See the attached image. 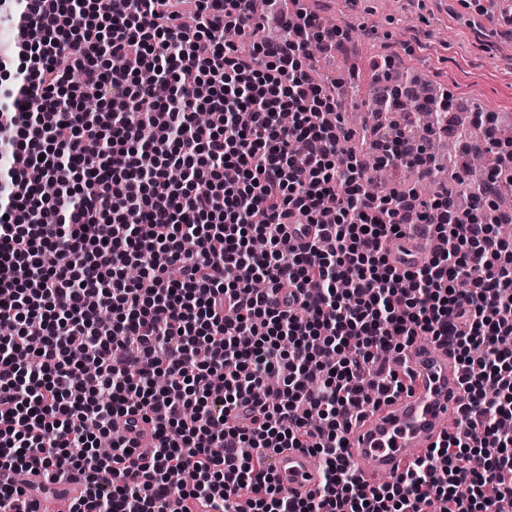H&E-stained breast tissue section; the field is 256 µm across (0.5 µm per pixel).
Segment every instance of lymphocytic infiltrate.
Returning a JSON list of instances; mask_svg holds the SVG:
<instances>
[{
  "mask_svg": "<svg viewBox=\"0 0 512 512\" xmlns=\"http://www.w3.org/2000/svg\"><path fill=\"white\" fill-rule=\"evenodd\" d=\"M9 2L0 512H34L16 480L34 465L82 484L71 512H512V251L488 206L512 160L465 208L370 193L367 153L423 172L429 154L399 132L351 148L337 88L306 65L347 33L300 0H278L279 42L253 0ZM291 224L312 235L285 251ZM409 230L440 246L401 272L383 244ZM420 336L460 366V420L364 484L343 443L411 389L379 356ZM275 448L320 458L314 495L283 494Z\"/></svg>",
  "mask_w": 512,
  "mask_h": 512,
  "instance_id": "obj_1",
  "label": "lymphocytic infiltrate"
}]
</instances>
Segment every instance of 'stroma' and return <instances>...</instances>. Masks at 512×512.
<instances>
[{"label": "stroma", "instance_id": "35a3bbf8", "mask_svg": "<svg viewBox=\"0 0 512 512\" xmlns=\"http://www.w3.org/2000/svg\"><path fill=\"white\" fill-rule=\"evenodd\" d=\"M348 30L332 78L368 82L381 60L424 75L460 111L512 116V0H304Z\"/></svg>", "mask_w": 512, "mask_h": 512}]
</instances>
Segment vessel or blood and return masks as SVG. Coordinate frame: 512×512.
Wrapping results in <instances>:
<instances>
[{
	"label": "vessel or blood",
	"mask_w": 512,
	"mask_h": 512,
	"mask_svg": "<svg viewBox=\"0 0 512 512\" xmlns=\"http://www.w3.org/2000/svg\"><path fill=\"white\" fill-rule=\"evenodd\" d=\"M437 245L434 239L392 237L384 249L389 263L405 271L425 262ZM405 357L416 376L413 393L398 396L347 435L348 454L371 484L391 480L423 456L447 432L448 416L461 397L460 368L446 348L416 344ZM273 468L277 480L300 497L319 485L316 458L306 451L275 452Z\"/></svg>",
	"instance_id": "b4317fda"
}]
</instances>
